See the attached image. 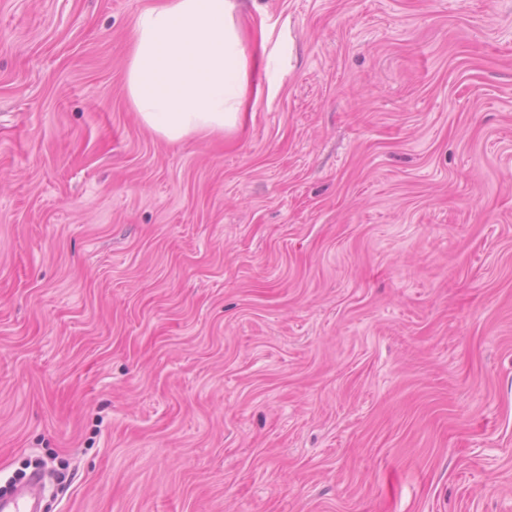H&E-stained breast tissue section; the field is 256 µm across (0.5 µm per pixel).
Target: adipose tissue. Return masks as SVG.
<instances>
[{
    "label": "adipose tissue",
    "mask_w": 512,
    "mask_h": 512,
    "mask_svg": "<svg viewBox=\"0 0 512 512\" xmlns=\"http://www.w3.org/2000/svg\"><path fill=\"white\" fill-rule=\"evenodd\" d=\"M237 0H149L133 23L129 100L157 135L177 141L235 128L249 75Z\"/></svg>",
    "instance_id": "adipose-tissue-1"
}]
</instances>
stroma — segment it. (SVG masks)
Listing matches in <instances>:
<instances>
[{"label": "stroma", "instance_id": "35a3bbf8", "mask_svg": "<svg viewBox=\"0 0 512 512\" xmlns=\"http://www.w3.org/2000/svg\"><path fill=\"white\" fill-rule=\"evenodd\" d=\"M146 3L0 0V486L512 512V0H241V122L177 142Z\"/></svg>", "mask_w": 512, "mask_h": 512}]
</instances>
